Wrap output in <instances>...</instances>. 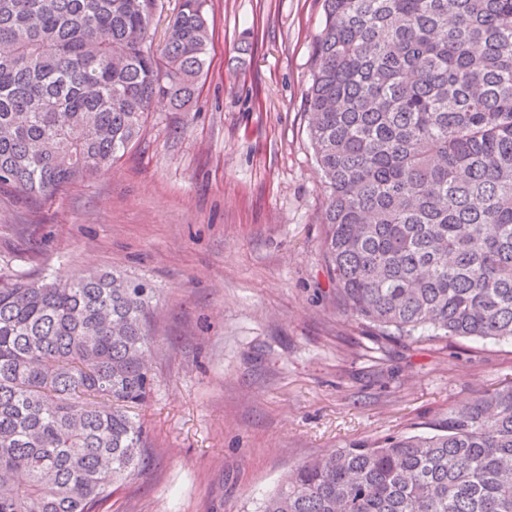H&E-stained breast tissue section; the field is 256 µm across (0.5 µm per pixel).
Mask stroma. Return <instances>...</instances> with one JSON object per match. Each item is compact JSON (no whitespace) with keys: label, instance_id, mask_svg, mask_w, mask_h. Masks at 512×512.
Listing matches in <instances>:
<instances>
[{"label":"stroma","instance_id":"stroma-1","mask_svg":"<svg viewBox=\"0 0 512 512\" xmlns=\"http://www.w3.org/2000/svg\"><path fill=\"white\" fill-rule=\"evenodd\" d=\"M204 85L149 114L111 171L0 191V277L107 271L155 290L149 450L102 512H253L289 470L424 431L512 380V343L396 342L336 306L303 93L322 0H207Z\"/></svg>","mask_w":512,"mask_h":512}]
</instances>
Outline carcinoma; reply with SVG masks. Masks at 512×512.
Here are the masks:
<instances>
[{
    "label": "carcinoma",
    "instance_id": "1",
    "mask_svg": "<svg viewBox=\"0 0 512 512\" xmlns=\"http://www.w3.org/2000/svg\"><path fill=\"white\" fill-rule=\"evenodd\" d=\"M0 0V189L109 171L207 74L206 0ZM304 94L336 304L392 339L512 341V0H323ZM153 289L0 280V512H98L141 467ZM255 512H512V381L335 448Z\"/></svg>",
    "mask_w": 512,
    "mask_h": 512
}]
</instances>
